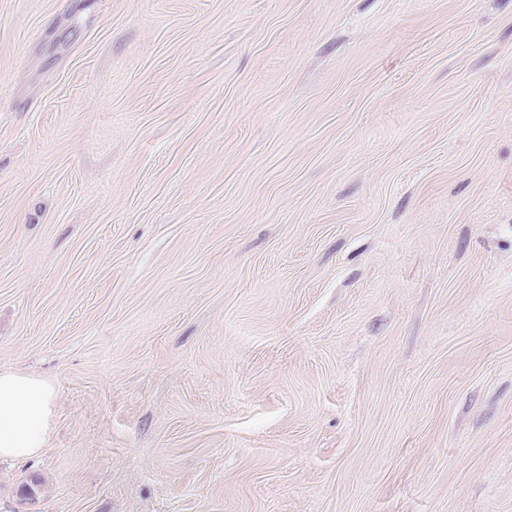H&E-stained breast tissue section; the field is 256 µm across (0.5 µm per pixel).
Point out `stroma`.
<instances>
[{
  "mask_svg": "<svg viewBox=\"0 0 512 512\" xmlns=\"http://www.w3.org/2000/svg\"><path fill=\"white\" fill-rule=\"evenodd\" d=\"M0 512H512V0H0ZM54 398L48 381L0 370V460H27L47 447Z\"/></svg>",
  "mask_w": 512,
  "mask_h": 512,
  "instance_id": "1",
  "label": "stroma"
}]
</instances>
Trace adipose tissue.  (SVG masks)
<instances>
[{
    "label": "adipose tissue",
    "mask_w": 512,
    "mask_h": 512,
    "mask_svg": "<svg viewBox=\"0 0 512 512\" xmlns=\"http://www.w3.org/2000/svg\"><path fill=\"white\" fill-rule=\"evenodd\" d=\"M54 398L48 381L0 370V460H26L46 448Z\"/></svg>",
    "instance_id": "1"
}]
</instances>
